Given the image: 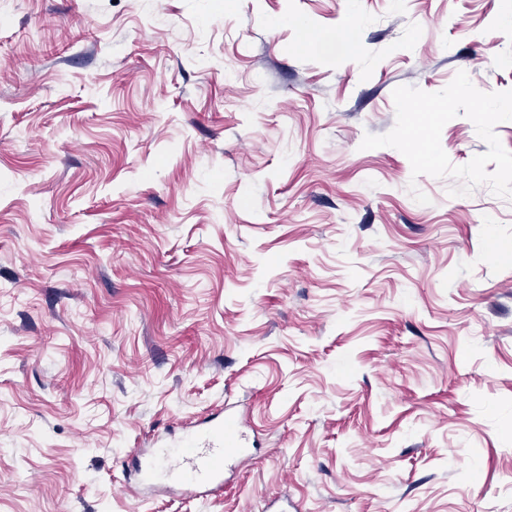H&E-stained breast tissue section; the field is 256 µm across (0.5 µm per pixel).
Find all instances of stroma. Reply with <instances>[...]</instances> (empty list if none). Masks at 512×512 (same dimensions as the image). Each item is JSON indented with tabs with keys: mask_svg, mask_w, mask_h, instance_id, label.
<instances>
[{
	"mask_svg": "<svg viewBox=\"0 0 512 512\" xmlns=\"http://www.w3.org/2000/svg\"><path fill=\"white\" fill-rule=\"evenodd\" d=\"M511 12L0 0V512H512V199L360 147L397 87L512 90ZM227 402L222 494L124 490Z\"/></svg>",
	"mask_w": 512,
	"mask_h": 512,
	"instance_id": "obj_1",
	"label": "stroma"
}]
</instances>
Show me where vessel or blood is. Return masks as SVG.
Masks as SVG:
<instances>
[{
    "label": "vessel or blood",
    "mask_w": 512,
    "mask_h": 512,
    "mask_svg": "<svg viewBox=\"0 0 512 512\" xmlns=\"http://www.w3.org/2000/svg\"><path fill=\"white\" fill-rule=\"evenodd\" d=\"M248 437L236 417L182 432L175 440H158L146 452L137 483L152 489L163 485L184 491L220 489L226 472L246 455Z\"/></svg>",
    "instance_id": "b4317fda"
}]
</instances>
